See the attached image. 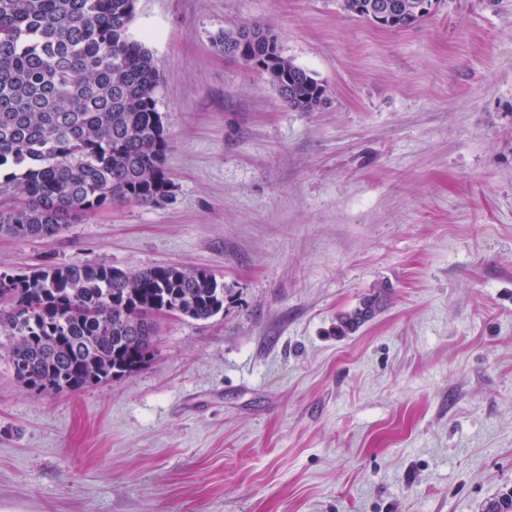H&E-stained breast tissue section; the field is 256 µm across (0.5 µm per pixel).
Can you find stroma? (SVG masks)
<instances>
[{
    "label": "stroma",
    "instance_id": "obj_1",
    "mask_svg": "<svg viewBox=\"0 0 512 512\" xmlns=\"http://www.w3.org/2000/svg\"><path fill=\"white\" fill-rule=\"evenodd\" d=\"M252 22L318 110L214 46ZM131 30L173 201L0 236V273L204 269L224 311L159 317L146 367L73 394L22 385L0 336V512H481L512 489V0L396 31L341 0H138ZM382 303L383 296L381 292L364 297L359 307H357L352 313L346 314L340 319L339 325L336 328L337 332L341 335H347L355 332L364 323L374 317L376 312L381 308ZM363 307H367L371 310V314L369 316H366L363 313Z\"/></svg>",
    "mask_w": 512,
    "mask_h": 512
}]
</instances>
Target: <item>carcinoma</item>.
Segmentation results:
<instances>
[{
  "instance_id": "1",
  "label": "carcinoma",
  "mask_w": 512,
  "mask_h": 512,
  "mask_svg": "<svg viewBox=\"0 0 512 512\" xmlns=\"http://www.w3.org/2000/svg\"><path fill=\"white\" fill-rule=\"evenodd\" d=\"M381 0H342L368 20ZM137 0H0V235L52 237L114 202L157 205L173 196L168 141L155 97L159 69L131 32ZM216 46L256 68L299 112L325 89L285 57L260 22L226 30ZM0 335L15 377L38 392L75 393L130 377L153 357L159 312L195 321L224 310V284L174 265L140 271L89 261L0 274ZM365 297L337 332L381 308ZM484 512H512V491Z\"/></svg>"
}]
</instances>
